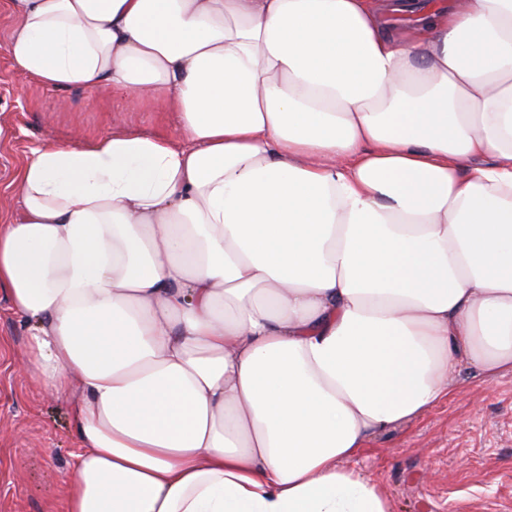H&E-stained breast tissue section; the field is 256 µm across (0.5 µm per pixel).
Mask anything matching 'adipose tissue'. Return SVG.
<instances>
[{
	"label": "adipose tissue",
	"instance_id": "ef3b65f1",
	"mask_svg": "<svg viewBox=\"0 0 512 512\" xmlns=\"http://www.w3.org/2000/svg\"><path fill=\"white\" fill-rule=\"evenodd\" d=\"M0 7L42 85L180 129L42 143L0 207L63 512H392L353 460L512 371V0Z\"/></svg>",
	"mask_w": 512,
	"mask_h": 512
}]
</instances>
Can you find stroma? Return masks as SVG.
<instances>
[{
	"label": "stroma",
	"instance_id": "1",
	"mask_svg": "<svg viewBox=\"0 0 512 512\" xmlns=\"http://www.w3.org/2000/svg\"><path fill=\"white\" fill-rule=\"evenodd\" d=\"M12 21L0 13V197L13 196L15 172L43 141L68 144L115 128L177 137L171 115L128 111L120 94L38 84L6 50ZM25 327L0 295V512H59L78 454L67 403L20 366ZM354 466L374 478L394 512H512V372L493 386L471 374L424 418L376 436Z\"/></svg>",
	"mask_w": 512,
	"mask_h": 512
}]
</instances>
